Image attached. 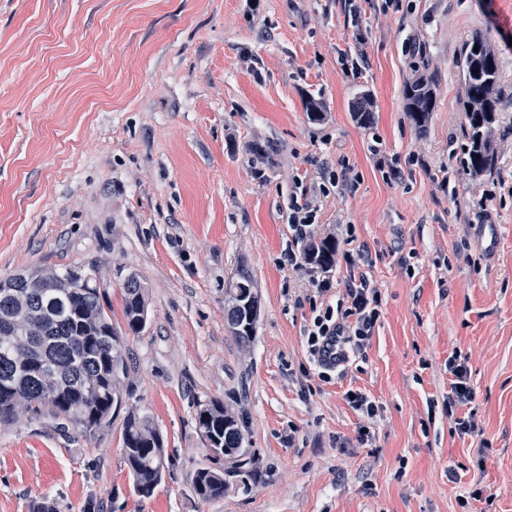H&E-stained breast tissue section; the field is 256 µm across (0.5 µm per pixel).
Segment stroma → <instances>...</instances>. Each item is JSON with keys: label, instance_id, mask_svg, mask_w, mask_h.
Listing matches in <instances>:
<instances>
[{"label": "stroma", "instance_id": "obj_1", "mask_svg": "<svg viewBox=\"0 0 512 512\" xmlns=\"http://www.w3.org/2000/svg\"><path fill=\"white\" fill-rule=\"evenodd\" d=\"M507 33L512 0H0V279L94 269L119 328L121 284L141 278L146 326L124 339L120 389L169 466L136 497L122 417L88 436L22 409L0 423V512H512ZM476 35L496 51L501 102L479 175L457 67ZM420 77L434 98L421 129L404 97ZM296 201L317 210L298 242ZM327 239L321 293L302 254ZM242 267L260 297L246 345L224 320ZM353 273L380 317L325 379L308 330ZM456 352L473 398L450 414ZM212 400L239 422L241 472L196 427ZM215 464L224 495L200 500L194 474Z\"/></svg>", "mask_w": 512, "mask_h": 512}]
</instances>
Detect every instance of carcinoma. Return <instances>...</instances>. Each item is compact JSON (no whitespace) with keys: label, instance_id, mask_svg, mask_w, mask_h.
Here are the masks:
<instances>
[{"label":"carcinoma","instance_id":"1","mask_svg":"<svg viewBox=\"0 0 512 512\" xmlns=\"http://www.w3.org/2000/svg\"><path fill=\"white\" fill-rule=\"evenodd\" d=\"M479 51H474V47ZM467 107V159L470 173L478 175L495 163L494 124L499 100V69L491 44L475 36L465 45L459 60ZM407 112L422 128L433 108V92L427 81L406 86ZM336 245L323 241L318 254L305 258L324 267L335 263ZM79 268L62 272L43 268L26 279L0 282V422L12 420L20 408L72 424L91 436L110 424L122 409L120 382L128 364L122 349V332L112 325L111 307L104 306L100 288L85 282L75 288ZM254 291L253 278L239 269L227 297ZM124 323L134 334L146 313L147 294L141 280L121 288ZM255 320L241 319L229 331L241 344L251 342ZM197 427L216 457L232 456L247 464L235 417L224 404L211 401L200 406ZM123 455L131 487L140 498L151 497L164 479L163 441L150 419L129 412L122 431ZM224 468L196 471L192 490L203 501L224 496Z\"/></svg>","mask_w":512,"mask_h":512}]
</instances>
